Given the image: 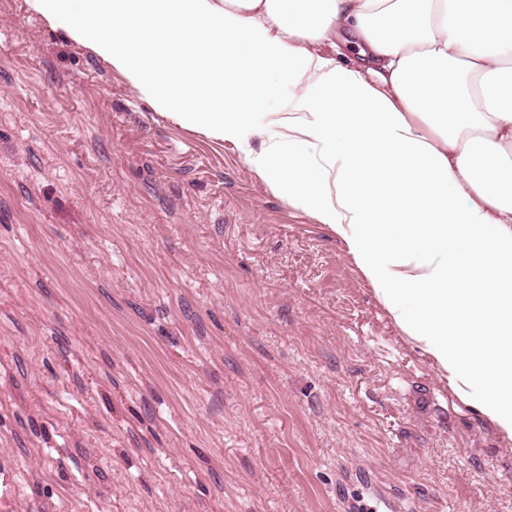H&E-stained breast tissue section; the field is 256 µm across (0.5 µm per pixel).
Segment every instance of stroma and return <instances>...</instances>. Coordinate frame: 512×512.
I'll return each mask as SVG.
<instances>
[{
    "instance_id": "1",
    "label": "stroma",
    "mask_w": 512,
    "mask_h": 512,
    "mask_svg": "<svg viewBox=\"0 0 512 512\" xmlns=\"http://www.w3.org/2000/svg\"><path fill=\"white\" fill-rule=\"evenodd\" d=\"M0 0V461L19 512H512V440L336 235Z\"/></svg>"
}]
</instances>
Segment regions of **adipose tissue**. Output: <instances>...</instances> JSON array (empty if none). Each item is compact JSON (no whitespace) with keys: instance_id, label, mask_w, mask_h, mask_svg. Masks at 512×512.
Here are the masks:
<instances>
[{"instance_id":"ef3b65f1","label":"adipose tissue","mask_w":512,"mask_h":512,"mask_svg":"<svg viewBox=\"0 0 512 512\" xmlns=\"http://www.w3.org/2000/svg\"><path fill=\"white\" fill-rule=\"evenodd\" d=\"M324 224L512 439V0H27ZM345 41L366 69L322 53ZM292 107L268 109L282 83Z\"/></svg>"}]
</instances>
